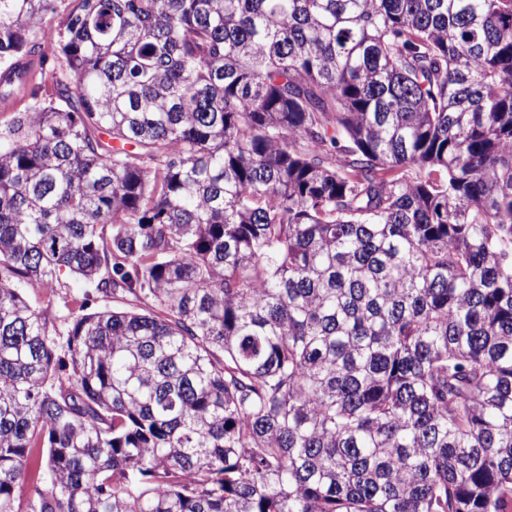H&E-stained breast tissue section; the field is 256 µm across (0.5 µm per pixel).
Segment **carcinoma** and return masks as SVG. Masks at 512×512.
<instances>
[{
	"label": "carcinoma",
	"instance_id": "1",
	"mask_svg": "<svg viewBox=\"0 0 512 512\" xmlns=\"http://www.w3.org/2000/svg\"><path fill=\"white\" fill-rule=\"evenodd\" d=\"M16 84L0 512H512V0H0ZM61 288H57V294L52 297L49 307L48 297L37 291L27 290L29 300L39 309L44 310L48 316V326L52 334L64 332L75 316L90 313L102 309H112L115 307H128L126 303L115 301L110 298H96L88 309L81 311V304L85 294L90 293L89 287L80 280L73 278L64 270L60 276Z\"/></svg>",
	"mask_w": 512,
	"mask_h": 512
}]
</instances>
